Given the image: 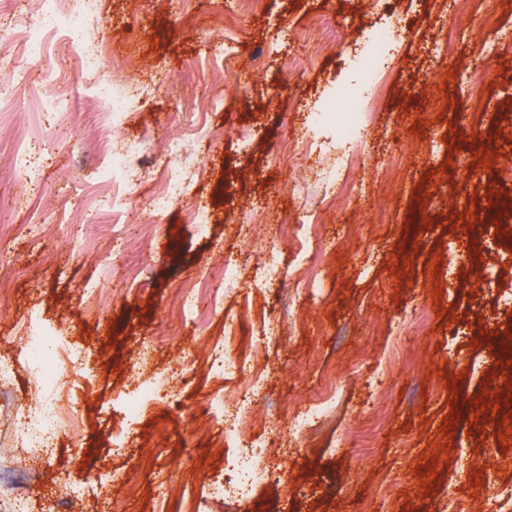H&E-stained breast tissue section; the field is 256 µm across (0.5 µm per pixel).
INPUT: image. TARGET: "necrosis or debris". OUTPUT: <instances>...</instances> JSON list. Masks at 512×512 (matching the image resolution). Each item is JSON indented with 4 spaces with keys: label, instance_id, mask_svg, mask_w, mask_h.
<instances>
[{
    "label": "necrosis or debris",
    "instance_id": "obj_1",
    "mask_svg": "<svg viewBox=\"0 0 512 512\" xmlns=\"http://www.w3.org/2000/svg\"><path fill=\"white\" fill-rule=\"evenodd\" d=\"M36 15L35 23L24 38L7 44L8 52L42 59L48 53V37L60 31L82 70L90 73L99 70L101 58L92 48L102 27L98 0H36ZM401 30L400 22L394 21L371 32L368 39L370 61L361 66L356 83L346 91V111L331 114L316 109L307 115L309 136L301 141L303 149L310 153L331 150L337 153L335 165L324 174L327 182H335L341 173L352 169L358 157L365 127L363 114L371 109L382 79L380 63L398 46ZM95 94L106 108L105 122L109 129L128 126L135 104L128 85L102 80L96 84ZM189 146V141L182 137L165 142L163 154L167 166L163 186L151 202L154 212L166 211L191 190L194 176ZM99 154L96 180L121 185L126 183L133 161L143 155L142 140L128 138L118 145L108 140L101 144ZM237 330L236 324L225 326L224 344L211 365L213 372L220 376L236 373L251 382L264 381L266 365H251L249 358L236 349ZM87 358L88 351L83 345L71 337L49 332L40 312H31L14 360L0 359V390L13 384L15 368L21 365L27 368L40 392L37 408L14 415L21 449L37 448L49 454L64 438L78 398L74 388L68 387L62 369L66 366L85 368ZM208 409L211 419L223 426L226 438L235 445L236 451L227 461L223 480L212 482L207 493L192 502L191 512H226L229 504L254 499L258 492L287 489L283 469L271 461L275 449L247 436L236 395L228 392L214 396L208 402ZM335 412L336 385L330 382L319 392L316 404L295 414L291 422L294 435L308 438L314 430L331 421Z\"/></svg>",
    "mask_w": 512,
    "mask_h": 512
}]
</instances>
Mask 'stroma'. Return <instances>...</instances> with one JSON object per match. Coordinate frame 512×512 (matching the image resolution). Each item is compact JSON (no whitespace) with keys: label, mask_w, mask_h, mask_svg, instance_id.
<instances>
[{"label":"stroma","mask_w":512,"mask_h":512,"mask_svg":"<svg viewBox=\"0 0 512 512\" xmlns=\"http://www.w3.org/2000/svg\"><path fill=\"white\" fill-rule=\"evenodd\" d=\"M99 0L104 27L97 75L81 70L63 35L41 61L11 55L8 65L32 70L35 82L0 112V355L18 344L31 310L74 340L88 343L85 374L75 375L81 423L54 455L37 452L45 475L30 512H57L59 495L76 485L80 512H161L154 472L188 508L224 475V431L207 412L209 398L229 390L246 399L247 429L264 443L287 440L326 380L340 387L336 420L319 445L297 459L281 456L295 493L257 500L236 512H445L448 497L499 512L497 489L512 488V437L498 435L480 411L457 416L456 406L507 392L500 353L489 336L504 335L512 316L501 300L512 292V245L497 241L493 196L512 187L478 183L484 156L477 133L494 151H512L501 132L512 124V0ZM495 8L494 26L484 24ZM403 16V41L390 63V81L367 115L368 136L347 179L334 186L318 171L333 155L293 156L306 133L303 118L326 92L355 77L370 32L390 13ZM453 57L439 53L443 40ZM233 56L216 59L219 45ZM500 60L489 75L471 70L480 55ZM157 80L145 93L127 132L146 142L149 163L131 187L94 179L96 147L107 135L104 106L91 95L98 78ZM482 108L464 113L473 85ZM69 99L54 117L43 96ZM214 136L195 157L200 177L191 195L164 215L150 207L165 158L162 140L179 136L201 106ZM250 129L248 146L238 133ZM44 142L48 153L36 184L10 163L20 142ZM361 192H354L352 184ZM118 191L120 216L85 220L93 198ZM214 213L207 237H191L192 207ZM289 217L321 213L313 258L295 261L266 212ZM473 215L469 230L460 218ZM247 225L236 235L237 225ZM124 244L113 250L112 235ZM279 257L285 288L265 287L262 262ZM240 266L236 285L225 263ZM100 294L85 295L86 283ZM200 285L199 317L180 304ZM222 289L224 310H209V291ZM246 312L237 340L267 366L263 387L237 376L219 379L209 366L224 340V317ZM271 340L258 336L260 328ZM183 371L148 404L123 448L108 429L119 397L161 373ZM356 439L355 454L340 451ZM496 487L476 482L487 458ZM121 475L108 485L98 473ZM431 480L423 488L422 480Z\"/></svg>","instance_id":"stroma-1"}]
</instances>
